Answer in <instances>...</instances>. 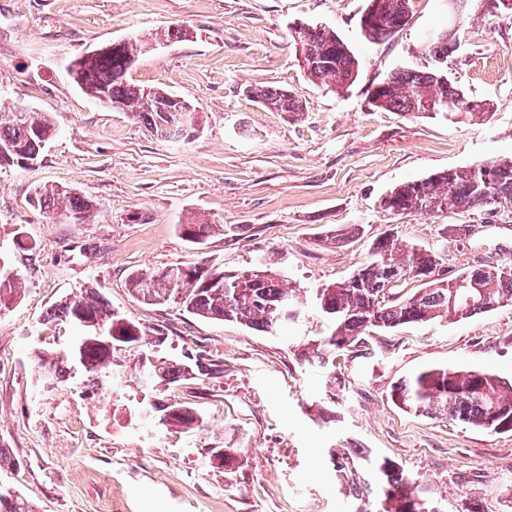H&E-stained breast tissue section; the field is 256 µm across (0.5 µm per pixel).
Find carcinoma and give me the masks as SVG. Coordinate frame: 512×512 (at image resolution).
Masks as SVG:
<instances>
[{
	"label": "carcinoma",
	"instance_id": "1",
	"mask_svg": "<svg viewBox=\"0 0 512 512\" xmlns=\"http://www.w3.org/2000/svg\"><path fill=\"white\" fill-rule=\"evenodd\" d=\"M377 3L370 21L360 20L365 37L373 41L389 38L408 22L411 0H373ZM296 58L307 79L333 90L350 87L359 76L355 56L336 34L324 26L305 24L291 30ZM150 42L129 39L103 45L69 62L72 82L90 98L111 107L115 104L163 137L191 136V127L176 121L170 110L177 107L161 88L132 83L128 74L138 58L149 51ZM426 65L398 70L368 88L369 102L377 109L406 115L443 116L453 121L484 118L490 106L467 96L448 77V57L455 52L452 41H433L424 48ZM247 93L272 112L295 116L303 104L284 88H250ZM56 135L48 112H38L22 103L0 101V167H16L19 160L40 158L45 145ZM386 212L434 214L449 208L465 212L492 211L512 206V158L487 159L460 169L436 172L426 178L403 182L386 194ZM31 201L51 219L84 221L94 210L92 201L80 193L60 187L37 186ZM362 225L330 227L324 244L341 248L360 233ZM182 237L202 244L224 231L222 224L193 222L179 225ZM442 266L440 251L420 244L401 245L389 236L374 240L370 257L359 263L350 276L316 290L321 312L331 321L329 335L306 348L305 355L325 368L336 353L366 346L367 332L407 324L458 322L512 304V263L486 270L468 267L444 279H431L401 296L385 297L393 282L403 285ZM190 271L168 281L170 269L133 271L127 277L132 295L147 305L170 303L202 319L234 322L249 329L272 333L280 328L276 315L287 304L298 306L296 290L266 266L228 272L221 266L195 263ZM463 279L479 286L480 305L469 309L461 300H451L452 281ZM22 275L0 260V308L16 297ZM457 294H462L459 288ZM46 317L70 321L83 328L94 324L116 326L125 321L112 305L92 288H82L53 305ZM80 356L86 371L112 365V349L87 336ZM43 373L57 380L71 371V355L50 358L36 354ZM224 372V363H177L158 359L149 362L146 378L173 384L189 375L210 378ZM393 402L406 412L446 418L493 432L512 431V381L494 373L465 367L428 369L402 380L392 390ZM159 421L185 428L199 425V417L188 405L174 402L151 405ZM363 461L378 473L382 495L377 512H438L418 491L414 479L387 460L369 456ZM0 512H33L31 505L7 491L0 498Z\"/></svg>",
	"mask_w": 512,
	"mask_h": 512
}]
</instances>
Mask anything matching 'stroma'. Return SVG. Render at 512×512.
<instances>
[{
	"instance_id": "1",
	"label": "stroma",
	"mask_w": 512,
	"mask_h": 512,
	"mask_svg": "<svg viewBox=\"0 0 512 512\" xmlns=\"http://www.w3.org/2000/svg\"><path fill=\"white\" fill-rule=\"evenodd\" d=\"M368 0H0V98L51 113L58 133L33 167L0 168V257L24 288L0 311V488L35 512H371L375 486L363 455L394 462L441 512H512V432L429 419L399 409L391 390L429 367L467 366L512 380V305L466 321L407 325L369 337L370 353L308 364L301 351L326 335L317 288L346 278L376 238L435 246L450 224L449 269L512 261V208L388 215L379 198L398 184L492 158H512V19L475 7L448 60L453 81L494 103L488 120L453 123L372 107V80L420 66L421 49L448 25V0H412L407 24L368 40ZM336 31L360 64L336 92L308 81L289 31ZM184 25L190 38L139 57L131 82L161 88L199 110L193 137L149 131L106 108L69 78L70 60L100 44L149 38ZM250 86L291 91L295 118L245 95ZM71 187L100 215L52 220L29 204L33 187ZM207 220L223 233L185 241L181 224ZM363 225L347 247H320L329 227ZM282 271L301 318L267 334L213 322L177 305L130 295L127 275L177 263L242 270L259 259ZM93 287L121 316L167 339L154 357L201 352L223 361L216 377L168 386L142 378L137 350L117 347L109 369L51 383L35 351H63L77 332L46 313ZM334 401H327V390ZM185 402L199 427L158 424L141 405ZM237 448L225 472L210 448Z\"/></svg>"
}]
</instances>
